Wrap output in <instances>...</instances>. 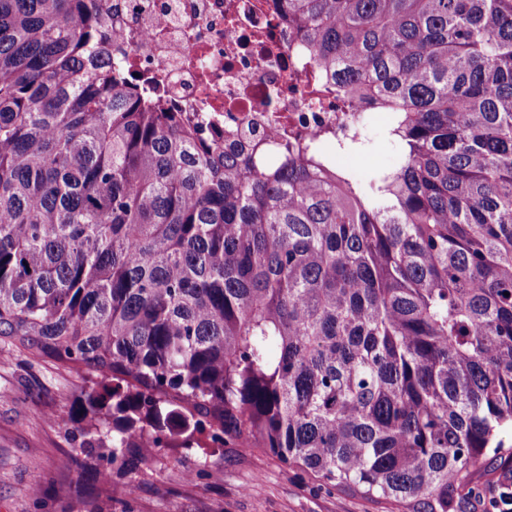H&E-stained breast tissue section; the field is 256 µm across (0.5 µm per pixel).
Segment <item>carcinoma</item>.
I'll return each instance as SVG.
<instances>
[{"label":"carcinoma","instance_id":"obj_1","mask_svg":"<svg viewBox=\"0 0 512 512\" xmlns=\"http://www.w3.org/2000/svg\"><path fill=\"white\" fill-rule=\"evenodd\" d=\"M395 163L219 142L95 0H0V345L81 380L101 480L263 448L383 512L512 467V0H278ZM384 128L383 123H378L370 128L366 148L361 152L350 154L357 170L368 171L394 163L396 153L383 139Z\"/></svg>","mask_w":512,"mask_h":512}]
</instances>
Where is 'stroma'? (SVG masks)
Returning <instances> with one entry per match:
<instances>
[{
	"label": "stroma",
	"mask_w": 512,
	"mask_h": 512,
	"mask_svg": "<svg viewBox=\"0 0 512 512\" xmlns=\"http://www.w3.org/2000/svg\"><path fill=\"white\" fill-rule=\"evenodd\" d=\"M72 373L0 350V512H378L317 489L261 449L162 452L108 482L78 457L81 425L67 407Z\"/></svg>",
	"instance_id": "obj_1"
}]
</instances>
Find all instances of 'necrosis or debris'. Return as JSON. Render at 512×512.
I'll return each instance as SVG.
<instances>
[{
    "instance_id": "4bbe7bcc",
    "label": "necrosis or debris",
    "mask_w": 512,
    "mask_h": 512,
    "mask_svg": "<svg viewBox=\"0 0 512 512\" xmlns=\"http://www.w3.org/2000/svg\"><path fill=\"white\" fill-rule=\"evenodd\" d=\"M123 35L112 60H132L141 88L221 136L281 142L326 127L360 130L372 113L309 96L313 72L275 0H99Z\"/></svg>"
}]
</instances>
